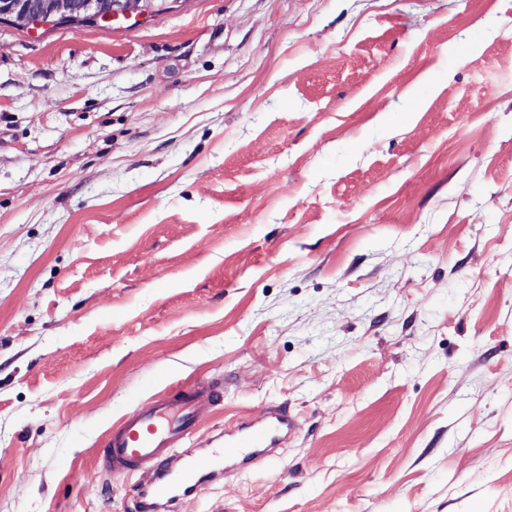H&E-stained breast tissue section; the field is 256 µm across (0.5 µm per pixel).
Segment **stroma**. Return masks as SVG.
I'll list each match as a JSON object with an SVG mask.
<instances>
[{
    "instance_id": "stroma-1",
    "label": "stroma",
    "mask_w": 512,
    "mask_h": 512,
    "mask_svg": "<svg viewBox=\"0 0 512 512\" xmlns=\"http://www.w3.org/2000/svg\"><path fill=\"white\" fill-rule=\"evenodd\" d=\"M213 384L298 428L176 512H512V0L0 21V512H139L107 430Z\"/></svg>"
}]
</instances>
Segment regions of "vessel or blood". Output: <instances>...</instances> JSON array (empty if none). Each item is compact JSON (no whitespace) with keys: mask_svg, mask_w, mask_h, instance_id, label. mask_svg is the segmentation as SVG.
<instances>
[{"mask_svg":"<svg viewBox=\"0 0 512 512\" xmlns=\"http://www.w3.org/2000/svg\"><path fill=\"white\" fill-rule=\"evenodd\" d=\"M222 399L220 389L184 388L163 394L149 407L125 414L108 433L100 453L116 475L148 470L155 481L135 491L143 512H165L179 495L189 493L203 474L214 473L221 462L243 466L270 455L293 428L291 418L271 408L256 420L244 421L225 435L224 448L203 454L183 451L181 445L196 431L207 406Z\"/></svg>","mask_w":512,"mask_h":512,"instance_id":"obj_1","label":"vessel or blood"}]
</instances>
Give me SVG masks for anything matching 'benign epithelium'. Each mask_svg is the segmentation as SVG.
Returning a JSON list of instances; mask_svg holds the SVG:
<instances>
[{"label": "benign epithelium", "instance_id": "benign-epithelium-1", "mask_svg": "<svg viewBox=\"0 0 512 512\" xmlns=\"http://www.w3.org/2000/svg\"><path fill=\"white\" fill-rule=\"evenodd\" d=\"M8 14L26 24L48 21L52 16L86 15L95 20L135 19L152 15L156 0H9Z\"/></svg>", "mask_w": 512, "mask_h": 512}]
</instances>
